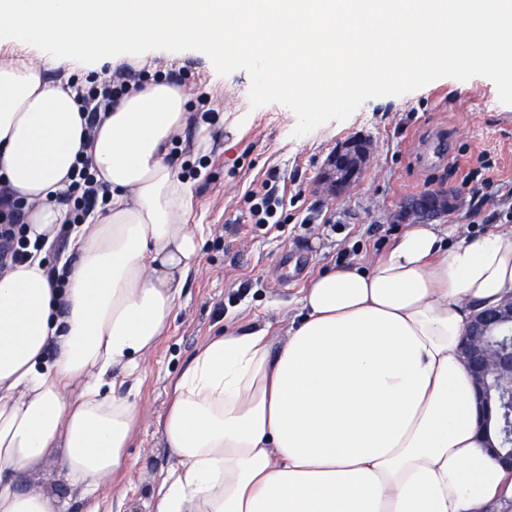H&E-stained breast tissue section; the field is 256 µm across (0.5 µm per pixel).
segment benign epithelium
<instances>
[{"label": "benign epithelium", "instance_id": "obj_1", "mask_svg": "<svg viewBox=\"0 0 512 512\" xmlns=\"http://www.w3.org/2000/svg\"><path fill=\"white\" fill-rule=\"evenodd\" d=\"M370 158L369 143L350 138L329 157L320 185L330 196H340L357 181ZM452 206L445 191L424 194L402 203L400 217L432 219ZM460 353L476 384L479 422H497V444L491 446L496 462L512 468V297L471 315L462 336Z\"/></svg>", "mask_w": 512, "mask_h": 512}]
</instances>
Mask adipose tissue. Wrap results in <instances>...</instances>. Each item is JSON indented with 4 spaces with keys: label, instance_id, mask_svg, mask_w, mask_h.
<instances>
[{
    "label": "adipose tissue",
    "instance_id": "adipose-tissue-1",
    "mask_svg": "<svg viewBox=\"0 0 512 512\" xmlns=\"http://www.w3.org/2000/svg\"><path fill=\"white\" fill-rule=\"evenodd\" d=\"M189 96H125L87 135L76 92L25 58L0 60V178L29 239L68 221L59 195L90 160L107 202L72 227L53 287L46 253L0 276V512H70L23 474L56 457L82 512L125 473L134 375L176 318L204 227L169 159ZM512 294V226L469 239L411 224L370 266L312 280L282 337H210L160 421L173 462L152 512H483L512 505V472L476 428L459 353L472 309Z\"/></svg>",
    "mask_w": 512,
    "mask_h": 512
}]
</instances>
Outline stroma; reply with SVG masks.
<instances>
[{
    "instance_id": "1",
    "label": "stroma",
    "mask_w": 512,
    "mask_h": 512,
    "mask_svg": "<svg viewBox=\"0 0 512 512\" xmlns=\"http://www.w3.org/2000/svg\"><path fill=\"white\" fill-rule=\"evenodd\" d=\"M149 68L181 74L192 95L210 96L220 119L210 126L205 158L177 147L170 153L175 166L204 170L192 184V221L208 230L176 319L140 374L141 419L127 450L130 467L105 494L112 512H151L172 461L159 434L169 385L211 336L276 321L297 310L314 277L384 252L406 228L398 209L410 198L447 189L457 207L441 223L459 225L461 234L473 237L487 233L488 225L473 221L468 175L477 155H484L495 180L483 214L512 211V105L500 102L485 77L441 78L402 96L372 98L348 120L296 137L289 108H251L246 71L219 75L205 54L193 50L160 54ZM436 132L446 134L453 161L426 167L414 144ZM353 136L370 140V161L340 199L325 197L318 177L336 146ZM271 177L286 191L284 238L257 230L249 214L250 191Z\"/></svg>"
}]
</instances>
